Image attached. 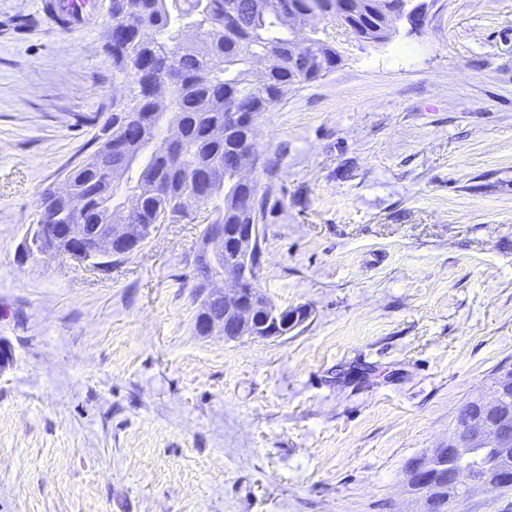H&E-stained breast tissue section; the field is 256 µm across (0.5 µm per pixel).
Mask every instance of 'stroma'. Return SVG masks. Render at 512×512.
Wrapping results in <instances>:
<instances>
[{
  "mask_svg": "<svg viewBox=\"0 0 512 512\" xmlns=\"http://www.w3.org/2000/svg\"><path fill=\"white\" fill-rule=\"evenodd\" d=\"M0 0V512H419L408 468L512 370V0H413L263 116L275 340L194 330L201 219L98 269L27 253L123 83L105 14ZM56 9L50 15H47L49 21L53 24L56 22L57 17H63L74 22H82L83 10L86 5V0H56ZM62 19L64 29H68L69 22Z\"/></svg>",
  "mask_w": 512,
  "mask_h": 512,
  "instance_id": "1",
  "label": "stroma"
}]
</instances>
